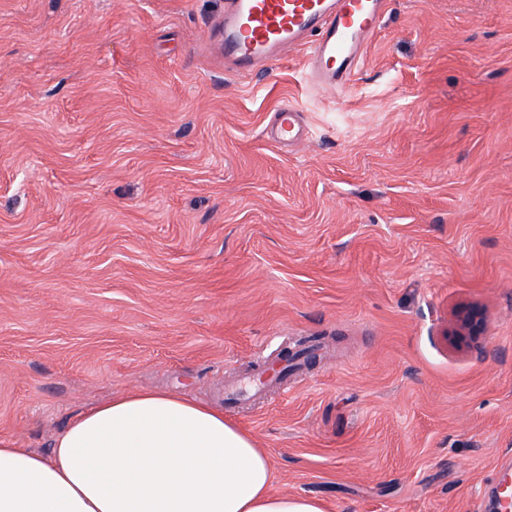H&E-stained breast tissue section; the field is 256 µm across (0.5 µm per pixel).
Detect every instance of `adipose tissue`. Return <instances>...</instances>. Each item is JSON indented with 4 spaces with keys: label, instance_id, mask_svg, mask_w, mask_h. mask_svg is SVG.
I'll list each match as a JSON object with an SVG mask.
<instances>
[{
    "label": "adipose tissue",
    "instance_id": "obj_1",
    "mask_svg": "<svg viewBox=\"0 0 512 512\" xmlns=\"http://www.w3.org/2000/svg\"><path fill=\"white\" fill-rule=\"evenodd\" d=\"M272 465L224 413L132 391L70 421L49 454L0 439V512H324L276 495Z\"/></svg>",
    "mask_w": 512,
    "mask_h": 512
}]
</instances>
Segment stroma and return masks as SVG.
<instances>
[{
	"label": "stroma",
	"mask_w": 512,
	"mask_h": 512,
	"mask_svg": "<svg viewBox=\"0 0 512 512\" xmlns=\"http://www.w3.org/2000/svg\"><path fill=\"white\" fill-rule=\"evenodd\" d=\"M224 0H0V438L218 405L324 512H489L512 465V0H389L343 96L225 74ZM309 139L268 136L282 102ZM477 307L485 332H442Z\"/></svg>",
	"instance_id": "obj_1"
}]
</instances>
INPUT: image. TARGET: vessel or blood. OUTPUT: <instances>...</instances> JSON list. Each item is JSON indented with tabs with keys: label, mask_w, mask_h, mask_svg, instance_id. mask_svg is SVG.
Listing matches in <instances>:
<instances>
[{
	"label": "vessel or blood",
	"mask_w": 512,
	"mask_h": 512,
	"mask_svg": "<svg viewBox=\"0 0 512 512\" xmlns=\"http://www.w3.org/2000/svg\"><path fill=\"white\" fill-rule=\"evenodd\" d=\"M389 0H224L214 23L224 71L235 76L304 53L312 85L338 93L348 91L352 72L377 32ZM276 136L292 144L305 129L301 110L292 102L275 112Z\"/></svg>",
	"instance_id": "vessel-or-blood-1"
}]
</instances>
